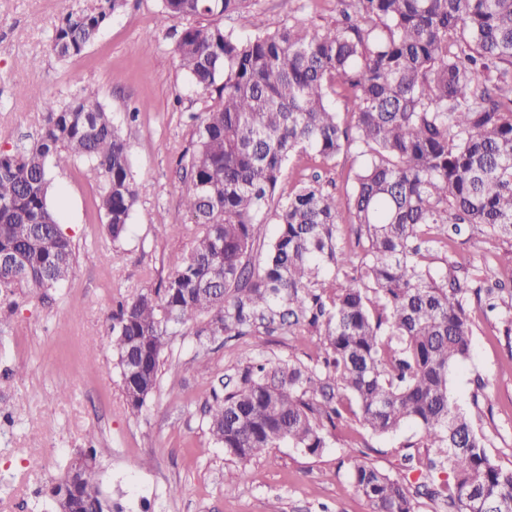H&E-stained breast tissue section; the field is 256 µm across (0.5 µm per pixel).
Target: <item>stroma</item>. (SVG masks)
Segmentation results:
<instances>
[{"instance_id":"obj_1","label":"stroma","mask_w":512,"mask_h":512,"mask_svg":"<svg viewBox=\"0 0 512 512\" xmlns=\"http://www.w3.org/2000/svg\"><path fill=\"white\" fill-rule=\"evenodd\" d=\"M89 0H0V151L12 152L37 136L42 115L31 107L39 93L60 99L81 87L98 89L130 144L137 202L120 242L107 236L96 208L100 180L80 160L51 171V202L76 253L63 286L0 299V512H52L42 496L80 448H95V477L123 512H370L351 483L345 452L354 447L392 475L393 451L417 440L409 425L380 438L347 420L332 430L328 448L310 455L281 447L248 462L225 456L211 442L203 406L211 387L237 377L242 358L291 356L310 362L315 335L304 332H229L197 337L186 326L162 356L157 390L131 414L119 371L105 345L119 302L159 287L185 255L197 227L181 206L187 180L178 160L189 148L193 116L204 107L176 54L186 18L158 25L160 0H128L81 56L61 63L50 50L61 17ZM300 21L321 29L336 22V0H254L219 25L244 37ZM355 154L324 161L296 154L288 160L276 198L319 175L329 190L350 193ZM180 232H171V225ZM512 239L468 232L434 247V268L495 262ZM472 349L451 373L457 404L471 411L486 437L488 455L512 467V341L499 319L471 308ZM208 374H201L200 365ZM487 386L476 392L474 380ZM69 385L67 398L58 388ZM151 468H140L141 459Z\"/></svg>"}]
</instances>
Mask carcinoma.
<instances>
[{
  "instance_id": "carcinoma-1",
  "label": "carcinoma",
  "mask_w": 512,
  "mask_h": 512,
  "mask_svg": "<svg viewBox=\"0 0 512 512\" xmlns=\"http://www.w3.org/2000/svg\"><path fill=\"white\" fill-rule=\"evenodd\" d=\"M126 0H97L67 13L51 49L81 55ZM252 0H161L157 22L193 18L176 53L205 98L182 169V205L199 231L162 287L112 312L107 349L126 405L140 413L154 395L170 337L243 335L256 324L318 336L316 362L245 356L240 383L211 389L207 430L246 462L273 448L315 455L344 413L378 436L412 423L420 439L396 448L414 489L351 450L350 478L371 512H416L424 496L440 512H512V468L496 464L450 373L472 347L470 298L512 335L501 276L512 251L485 263L476 288L448 264L424 262L426 243L448 246L467 226L512 238V0H338L336 24L311 31L283 24L252 38L210 22ZM340 95L353 104L345 122ZM37 139L0 152V295L55 288L75 253L48 204L50 166L86 161L100 178L97 209L116 243L136 203L129 145L97 90L56 100L36 95ZM362 158L346 199L318 178L285 200L274 193L289 158ZM350 213L361 252L337 243ZM277 233L254 245L261 227ZM89 448L46 491L54 512H112ZM451 468L452 477L435 475Z\"/></svg>"
}]
</instances>
